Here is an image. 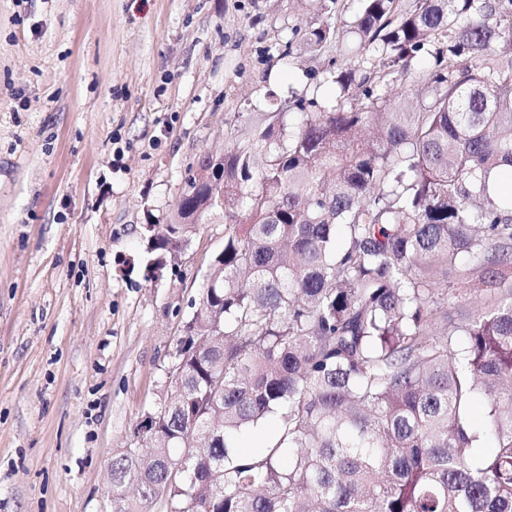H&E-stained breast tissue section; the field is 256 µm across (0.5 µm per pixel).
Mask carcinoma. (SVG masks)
Here are the masks:
<instances>
[{"mask_svg": "<svg viewBox=\"0 0 512 512\" xmlns=\"http://www.w3.org/2000/svg\"><path fill=\"white\" fill-rule=\"evenodd\" d=\"M352 28L369 67L333 104L235 115L221 271L117 512H512V0H363Z\"/></svg>", "mask_w": 512, "mask_h": 512, "instance_id": "1", "label": "carcinoma"}]
</instances>
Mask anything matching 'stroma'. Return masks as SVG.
I'll return each instance as SVG.
<instances>
[{"label":"stroma","instance_id":"obj_1","mask_svg":"<svg viewBox=\"0 0 512 512\" xmlns=\"http://www.w3.org/2000/svg\"><path fill=\"white\" fill-rule=\"evenodd\" d=\"M361 0H0V512H113L114 459L194 310L224 222L148 276L190 170L237 112L332 103L304 33ZM289 54H282L283 45Z\"/></svg>","mask_w":512,"mask_h":512}]
</instances>
